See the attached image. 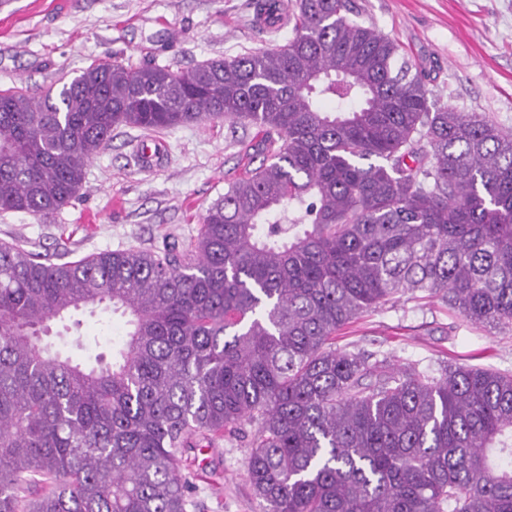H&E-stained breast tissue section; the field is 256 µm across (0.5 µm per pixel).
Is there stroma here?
<instances>
[{
  "label": "stroma",
  "instance_id": "stroma-1",
  "mask_svg": "<svg viewBox=\"0 0 512 512\" xmlns=\"http://www.w3.org/2000/svg\"><path fill=\"white\" fill-rule=\"evenodd\" d=\"M367 22L398 38L429 75L439 103L485 113L512 133V0H357ZM250 0H0V90L41 95L105 57L178 71L284 43L287 26L260 29ZM145 131L120 126L87 168L80 198L38 218L0 213V241L24 239L70 259L155 248L196 236L199 217L241 172L257 127L202 120L163 131L168 152L140 167ZM337 348L381 351L398 364H468L512 373V332L476 327L440 301H400L340 332ZM249 449L227 437L184 454L194 484L188 512H259Z\"/></svg>",
  "mask_w": 512,
  "mask_h": 512
}]
</instances>
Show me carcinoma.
Wrapping results in <instances>:
<instances>
[{
    "label": "carcinoma",
    "mask_w": 512,
    "mask_h": 512,
    "mask_svg": "<svg viewBox=\"0 0 512 512\" xmlns=\"http://www.w3.org/2000/svg\"><path fill=\"white\" fill-rule=\"evenodd\" d=\"M430 95L356 0H296L285 44L177 72L0 90L4 213L76 200L120 125L263 132L188 242H0V512H187L186 449L252 422L261 512H512V374L335 344L402 297L512 329V133ZM84 308L126 318L112 360L46 340Z\"/></svg>",
    "instance_id": "obj_1"
}]
</instances>
